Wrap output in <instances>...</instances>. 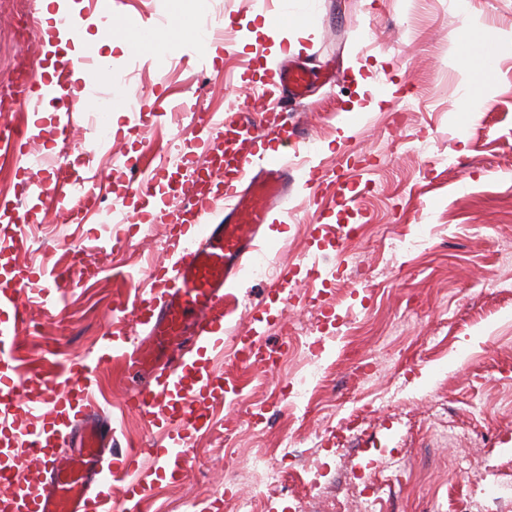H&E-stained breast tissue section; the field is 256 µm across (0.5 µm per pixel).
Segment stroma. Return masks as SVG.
<instances>
[{"instance_id":"35a3bbf8","label":"stroma","mask_w":512,"mask_h":512,"mask_svg":"<svg viewBox=\"0 0 512 512\" xmlns=\"http://www.w3.org/2000/svg\"><path fill=\"white\" fill-rule=\"evenodd\" d=\"M310 2L309 30L271 37L258 28L284 17L286 0H115V16L179 31L166 57L102 46L88 0H61L80 21L77 33L44 18L39 0H0V113L24 129L28 149L66 161L60 171L0 173V199L37 218L12 262L59 276L79 246L99 265L95 277L45 298L27 287L15 292L27 310L15 362L26 394L14 416L22 426L32 422V402L50 394L48 377L64 380L68 357L100 348L114 313L131 309L153 288L152 270L171 264L160 215L188 202L187 169L205 161L200 152L179 156L202 136L192 104L232 120L228 99L259 84L269 54L325 76L308 98L284 106L301 136L262 146L281 156L295 184L260 250L301 294H276L270 279L246 274L224 300L225 335L254 327L276 355L290 333L322 339L327 370L318 396L309 409L292 408L280 394L297 377L292 363L256 379L224 354L217 371L248 380L263 427L245 422L228 433L223 404L207 407L210 426L194 434L187 471L149 472L153 489L140 512H233L239 488L225 482V470L245 456L274 455L286 436L317 449L330 473L349 467L338 445L402 449L390 512H465L468 478L456 459L512 441V261L502 256L512 242V53L494 72L466 69L457 39L467 18L491 42L512 31V0ZM218 17L228 39L196 41L194 31ZM89 50L112 68L111 84L100 87L111 95L108 144L95 147L88 113L5 104L19 52L63 98L79 81L71 57ZM471 79L494 90L480 112L460 109ZM142 97L152 111L130 112L129 101ZM148 152L151 170L182 189L145 211L122 160ZM313 168L316 183L308 180ZM58 185L95 188L80 221L69 220ZM403 233L417 247L391 254ZM125 394L119 361L101 367L95 397L115 438L147 443L151 431L125 410Z\"/></svg>"}]
</instances>
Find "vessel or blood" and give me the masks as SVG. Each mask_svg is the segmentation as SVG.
Wrapping results in <instances>:
<instances>
[{"instance_id": "1", "label": "vessel or blood", "mask_w": 512, "mask_h": 512, "mask_svg": "<svg viewBox=\"0 0 512 512\" xmlns=\"http://www.w3.org/2000/svg\"><path fill=\"white\" fill-rule=\"evenodd\" d=\"M310 82L304 67L283 65L252 87L250 96L235 101L237 121L218 123L210 113H201L206 136L184 147L185 152L199 150L208 157L206 167L190 173L192 183L202 190L188 207L163 215L176 257L171 266L154 270L157 288L136 300L129 316L133 324L145 327L146 334L121 357V366L134 383L126 407L158 429L176 424L178 433L165 443L152 440L139 448H113L111 425L95 421L97 409L90 403L96 371L111 361L112 349L106 346L95 356L71 357L64 385L44 401L36 427L0 428V446L29 449L44 475L36 484L11 476L0 495V512H136L148 490L144 458L163 470H186L191 438L201 428L197 401H220L230 391L221 374L195 365L192 356L223 352L224 292L253 259L260 233L277 214L292 180L280 158L258 152L255 146L296 137L297 128L289 126L287 113L252 111L249 100L273 98L285 87L300 101ZM36 83L30 69L17 77L18 106L33 104ZM30 277L26 270L0 276V400L6 402L24 394L13 361L25 312L15 300L14 288ZM233 356L245 365L268 360L261 337L252 329L236 335ZM191 368L196 371L192 390L184 384V374ZM73 440L79 446L77 456L61 462L50 454L49 443L64 447ZM116 477L128 483L127 497L117 505L111 502Z\"/></svg>"}]
</instances>
